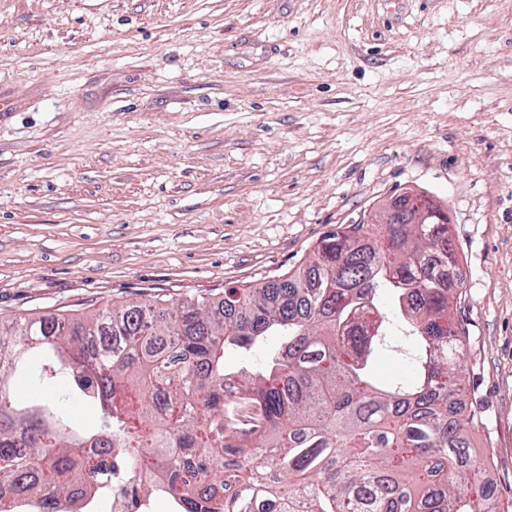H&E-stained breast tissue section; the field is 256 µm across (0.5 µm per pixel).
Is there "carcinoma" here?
I'll list each match as a JSON object with an SVG mask.
<instances>
[{
	"mask_svg": "<svg viewBox=\"0 0 512 512\" xmlns=\"http://www.w3.org/2000/svg\"><path fill=\"white\" fill-rule=\"evenodd\" d=\"M448 223L339 224L278 282L0 327V512H88L143 470L183 512H512L456 392ZM279 346L242 370L230 351ZM390 355L409 373L376 382ZM63 405L20 402V367ZM99 407L91 428L65 403Z\"/></svg>",
	"mask_w": 512,
	"mask_h": 512,
	"instance_id": "carcinoma-1",
	"label": "carcinoma"
}]
</instances>
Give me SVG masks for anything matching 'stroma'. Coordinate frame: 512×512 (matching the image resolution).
Returning <instances> with one entry per match:
<instances>
[{"instance_id": "stroma-1", "label": "stroma", "mask_w": 512, "mask_h": 512, "mask_svg": "<svg viewBox=\"0 0 512 512\" xmlns=\"http://www.w3.org/2000/svg\"><path fill=\"white\" fill-rule=\"evenodd\" d=\"M405 191L512 501V0H0L2 322L273 282Z\"/></svg>"}]
</instances>
